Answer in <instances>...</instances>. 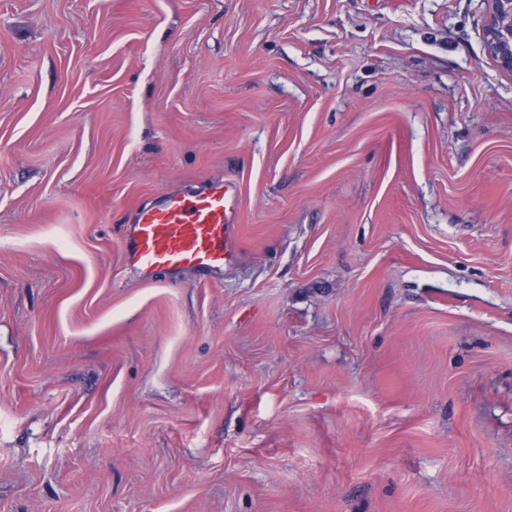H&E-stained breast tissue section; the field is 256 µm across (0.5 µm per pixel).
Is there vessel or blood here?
Instances as JSON below:
<instances>
[{"mask_svg": "<svg viewBox=\"0 0 512 512\" xmlns=\"http://www.w3.org/2000/svg\"><path fill=\"white\" fill-rule=\"evenodd\" d=\"M235 183L220 180L195 193L172 191L138 211L123 244L129 268L145 280L201 270L219 279L238 256Z\"/></svg>", "mask_w": 512, "mask_h": 512, "instance_id": "b4317fda", "label": "vessel or blood"}]
</instances>
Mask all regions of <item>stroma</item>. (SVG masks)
I'll return each mask as SVG.
<instances>
[{
    "mask_svg": "<svg viewBox=\"0 0 512 512\" xmlns=\"http://www.w3.org/2000/svg\"><path fill=\"white\" fill-rule=\"evenodd\" d=\"M488 0H0V512H512ZM235 180L220 280L128 224Z\"/></svg>",
    "mask_w": 512,
    "mask_h": 512,
    "instance_id": "1",
    "label": "stroma"
}]
</instances>
